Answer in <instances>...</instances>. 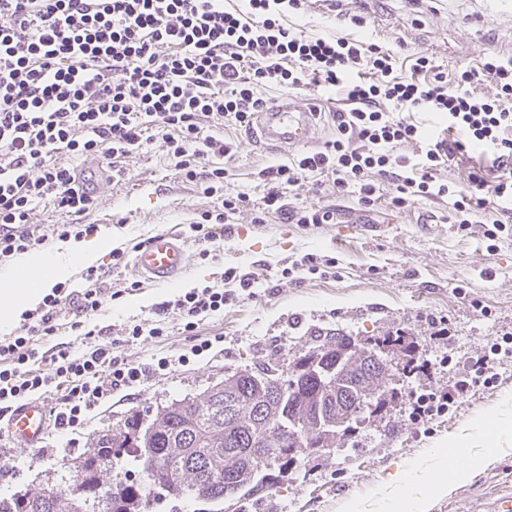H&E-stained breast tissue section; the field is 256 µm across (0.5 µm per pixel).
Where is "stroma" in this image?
Listing matches in <instances>:
<instances>
[{
	"mask_svg": "<svg viewBox=\"0 0 512 512\" xmlns=\"http://www.w3.org/2000/svg\"><path fill=\"white\" fill-rule=\"evenodd\" d=\"M483 5L484 0H340L336 5L313 0L303 11L288 12L285 21L291 30L310 37L370 38L395 53L394 73L401 77L409 74V55L425 53L451 79L486 56L512 57V16L484 13ZM356 15L364 18L363 26L353 24ZM258 93L273 103L286 97L315 103L321 111L316 145L335 137L333 114L345 107L342 90L286 92L263 86ZM204 131L232 143V153L215 163L225 170V191L246 194L247 204L234 215L224 237L210 244L208 257H200V244L187 239L190 262L183 276L164 285L139 282L133 266L137 247L158 231L185 233L194 217L218 201L204 193L200 182L187 181L174 169L161 132H153L141 149L121 158L123 177L105 184L94 208L81 218L109 231L114 248L124 253L118 266L108 253L98 261L108 269L107 286L118 296L87 317L76 305H63L52 320L54 335H31L32 342L42 352L63 344L79 355L137 323L162 319L164 333L118 348V355L145 369V379L140 386L112 390L77 431L50 428L37 448L17 447L0 433V498L60 485L91 442L120 432L130 412L149 418L172 402L199 396L229 374L273 360L288 364L317 335L336 329L364 341L398 334L412 341L415 356L435 360L447 355L452 362L422 378L405 373L406 357L391 350V385L397 396L382 415L370 418L336 448L300 454L292 471L261 498L225 499L222 512H340L343 502L354 496L364 499L366 512H379L378 492L389 474L417 463L473 416L512 405L508 365L500 369L496 387L476 388L428 428L415 426L402 408L411 392L447 390L464 369L489 355L496 339L512 334V235L491 244L480 225L457 232L448 222L444 197L395 207L394 187L386 179L379 182L377 202L366 209L356 194L337 193L331 179L319 183L311 177L296 204L333 209L335 223L303 226L275 214L266 223H254L264 193L262 171L289 162L300 146L272 149L253 131L229 121L205 123ZM307 254L335 258V276L305 271L285 275L286 267ZM229 268L257 273L258 284L239 292L223 314L200 324L197 335L216 340L211 351L179 362L192 336L185 332L180 313L160 312L161 303L194 287L220 285ZM134 281L140 288L133 292L129 285ZM441 319L448 324V337L432 339L433 326ZM93 328L102 329V336L87 337ZM163 357L171 359L170 369L156 370ZM505 495H512V449L490 456L467 482L433 500L428 512H490Z\"/></svg>",
	"mask_w": 512,
	"mask_h": 512,
	"instance_id": "stroma-1",
	"label": "stroma"
}]
</instances>
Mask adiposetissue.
Returning <instances> with one entry per match:
<instances>
[{"instance_id":"adipose-tissue-1","label":"adipose tissue","mask_w":512,"mask_h":512,"mask_svg":"<svg viewBox=\"0 0 512 512\" xmlns=\"http://www.w3.org/2000/svg\"><path fill=\"white\" fill-rule=\"evenodd\" d=\"M112 248V238L103 233L74 245L63 253L32 251L0 269V326L13 325L28 309L38 304L57 282L66 280L73 269L89 265ZM512 445V412L473 418L458 433L448 436L401 482L384 494L388 512H426L431 499L446 496L455 485L468 480L476 464L484 462L489 448Z\"/></svg>"}]
</instances>
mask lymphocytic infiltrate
I'll return each mask as SVG.
<instances>
[{"instance_id":"1","label":"lymphocytic infiltrate","mask_w":512,"mask_h":512,"mask_svg":"<svg viewBox=\"0 0 512 512\" xmlns=\"http://www.w3.org/2000/svg\"><path fill=\"white\" fill-rule=\"evenodd\" d=\"M247 12L225 10L224 0H0V261L36 243L29 224L47 199L67 213H88L93 195L75 187L71 157L116 160L140 149L148 130L164 132L167 154L189 181H202L221 206L201 213L188 232L211 243L246 203L245 194L224 190V170L209 166L232 147L204 134L205 119H231L249 127L267 111L257 87L300 89L311 85L342 88L346 109L334 112L336 137L322 150L300 153L286 164L265 169L263 204L254 217L266 223L277 214L292 224H330L333 210L291 207L288 191L307 175L332 177L337 192L354 193L359 204L375 202V177L391 180L392 202L403 207L430 197L451 196L449 223L458 230L481 223L495 241L512 234V61L484 58L449 87L430 56L416 54L412 78L394 73L395 59L363 40L308 38L281 22L285 9L302 10L306 0H247ZM431 73L423 82L415 73ZM491 83L478 96L471 87ZM420 110L447 121L448 136H429L405 118ZM422 145L417 163L394 154L404 142ZM474 149L491 152L497 170L487 182L474 169V193L451 194L439 182L440 168ZM228 289L192 288L171 301V309L194 332L207 316L223 312L238 289L251 287L250 274L225 270ZM79 291L56 284L35 310L43 335L63 302L81 312L100 309L108 296L97 269H88ZM119 340L79 356L65 349L39 356L30 339L0 342V404L49 389L60 390L55 425L76 430L92 406L112 389L141 382L145 372L115 355ZM491 357L441 392L412 394L409 420L424 426L462 403L477 387L496 384V368L512 358V337L493 343Z\"/></svg>"}]
</instances>
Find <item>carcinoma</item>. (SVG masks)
I'll return each mask as SVG.
<instances>
[{
  "mask_svg": "<svg viewBox=\"0 0 512 512\" xmlns=\"http://www.w3.org/2000/svg\"><path fill=\"white\" fill-rule=\"evenodd\" d=\"M396 346L409 353L412 343L401 336L368 343L339 331L285 370L274 361L236 372L230 387L220 382L202 400L176 401L147 424L140 413L131 414L123 437L98 438L80 462L74 478L85 488L84 512H97L100 487L108 500L104 512H141L154 486L171 500L209 505L237 494L262 495L296 464L303 449L336 446V435L327 428L336 414L345 415V438L395 398V389L378 387L389 371L387 348ZM343 355L351 360L346 384L327 396L324 389L336 379V362ZM302 420L307 429L301 437L288 433ZM123 465L141 468L146 483L112 484L107 468ZM0 512H64L63 490L39 488L0 498Z\"/></svg>",
  "mask_w": 512,
  "mask_h": 512,
  "instance_id": "cac0c4a2",
  "label": "carcinoma"
}]
</instances>
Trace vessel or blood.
Instances as JSON below:
<instances>
[{
    "label": "vessel or blood",
    "instance_id": "vessel-or-blood-1",
    "mask_svg": "<svg viewBox=\"0 0 512 512\" xmlns=\"http://www.w3.org/2000/svg\"><path fill=\"white\" fill-rule=\"evenodd\" d=\"M318 111L288 101L262 113L260 129L264 138L281 144H309L315 138ZM189 254L179 234L162 231L151 237L134 255L137 270L154 283H169L187 268ZM14 444L22 448L39 447L47 433L48 414L43 403L29 400L0 416Z\"/></svg>",
    "mask_w": 512,
    "mask_h": 512
}]
</instances>
